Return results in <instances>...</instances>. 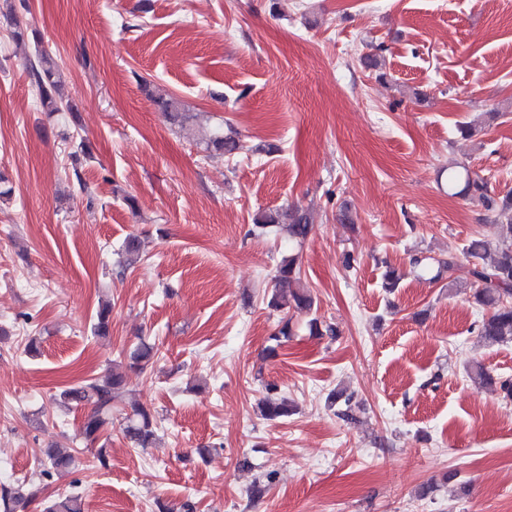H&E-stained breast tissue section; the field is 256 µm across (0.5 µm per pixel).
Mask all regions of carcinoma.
Instances as JSON below:
<instances>
[{"label":"carcinoma","mask_w":512,"mask_h":512,"mask_svg":"<svg viewBox=\"0 0 512 512\" xmlns=\"http://www.w3.org/2000/svg\"><path fill=\"white\" fill-rule=\"evenodd\" d=\"M31 84L39 94L40 103L46 112H75L77 103L70 97L59 95L62 73L58 64L50 55L40 52L27 65ZM157 106L173 122L186 119L182 103L173 96H158ZM208 145L233 156L239 148L238 141L221 131L208 136ZM448 190L458 191L473 201L483 205L486 221L496 226L500 237L512 240V192L494 199L488 194V183L470 173L464 166L448 168ZM274 224L286 225L289 237L295 240L306 239L313 228V218L309 211L290 207L284 211L263 212L255 219L257 227L264 228ZM463 255L471 264V281L467 287L472 290L473 303L486 310L481 320L479 336L490 345L512 343V245L490 248L489 242L480 236L470 238L463 247ZM275 290L270 295L268 306L276 310L295 309L309 311L313 307V298L301 283L300 269L296 260L290 258L282 262L275 276ZM155 356L154 348L140 343L129 355V362L112 366L104 375L79 387H72L62 392L61 397L69 404L87 403L90 410L80 426V436L91 443L98 436L107 433L112 427L113 412L121 401L126 386V370L142 369ZM470 378L481 383L496 385L505 399L512 400V378L494 379L482 367L467 370ZM353 395L333 391L329 394L330 407L336 409L340 417H349L348 409ZM261 415L270 421L288 417L291 414L288 400L279 401L267 398L261 402ZM122 433L135 448H148L156 440L157 426L152 412L144 406H134L125 417ZM47 473H63L75 465V457L51 449L46 452ZM38 497V491L0 494V512H14V503L32 502ZM49 512H84L82 497L77 494L67 495L56 501Z\"/></svg>","instance_id":"carcinoma-1"}]
</instances>
